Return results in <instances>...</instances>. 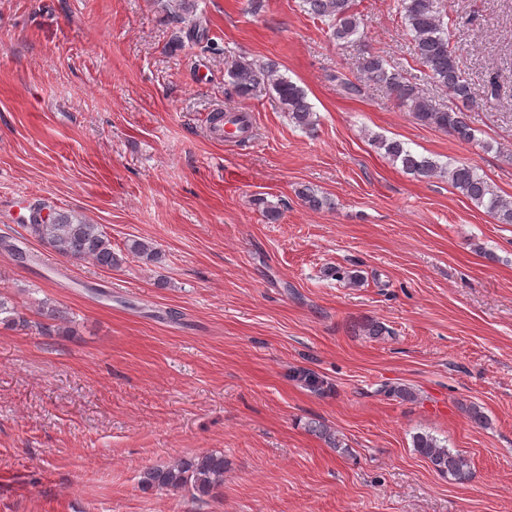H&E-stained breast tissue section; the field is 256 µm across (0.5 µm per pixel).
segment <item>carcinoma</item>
Masks as SVG:
<instances>
[{
	"label": "carcinoma",
	"instance_id": "carcinoma-1",
	"mask_svg": "<svg viewBox=\"0 0 512 512\" xmlns=\"http://www.w3.org/2000/svg\"><path fill=\"white\" fill-rule=\"evenodd\" d=\"M195 2L171 0L172 20L185 22L186 16L194 12ZM302 3L304 11L326 25L330 37L336 41H350L360 34V28L365 25L364 15L354 8V0H302ZM396 12L412 41L418 72L392 63L382 53L368 52L362 55L358 75L352 79L338 75L336 80L351 97L362 95L363 82H372L386 89L397 104L411 112L416 120L450 132L461 141L473 140L474 129L463 107L472 109L478 106L480 98L462 73L458 51L451 44L449 25L453 21L447 20L446 0H396ZM227 74L238 97L251 99L269 94L280 110L288 113L289 120L295 126L309 132L316 129V113L307 102L305 91L280 74L274 64L260 63L240 55L231 61ZM424 79L448 92V105L439 107L433 104L421 88ZM371 142L384 151L392 162L400 164L404 172L420 179L444 177L454 189L476 207L484 208L499 223L512 224V198L499 194L471 164L452 161L442 165L414 152L399 140L376 136ZM296 195L314 210L333 208L332 199L310 185L298 188ZM41 211L39 207L33 212L29 230L57 254L74 261L92 260L107 269L119 267L126 260V255L120 256L112 250V242L101 225L54 211L43 217ZM128 254L148 262L160 258L154 244L142 239L129 240ZM40 315L47 319V322L40 324L47 334L55 331V322L65 320L63 311L48 304L40 309ZM25 323L17 308L0 295V324L23 326ZM310 430L323 436L336 452H348L342 440L326 427L314 424ZM412 442L414 450L427 459L439 475L456 484H465L472 479L469 460L437 438L427 433H417ZM224 469L223 454L203 452L179 456L164 465L147 468L143 470L140 482L142 487L160 492L186 490L201 500L224 484Z\"/></svg>",
	"mask_w": 512,
	"mask_h": 512
}]
</instances>
